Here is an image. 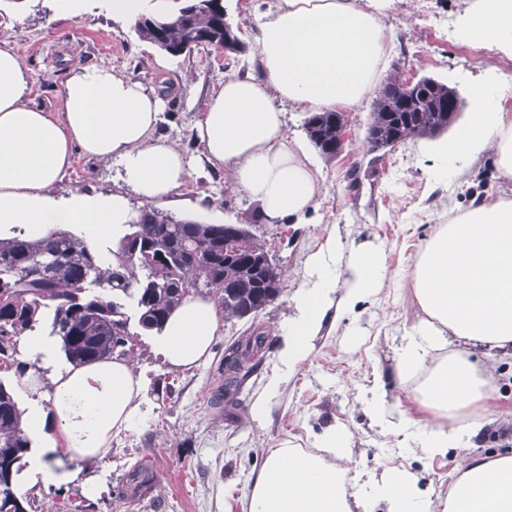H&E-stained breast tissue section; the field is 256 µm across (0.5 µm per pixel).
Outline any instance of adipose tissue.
Masks as SVG:
<instances>
[{
    "mask_svg": "<svg viewBox=\"0 0 512 512\" xmlns=\"http://www.w3.org/2000/svg\"><path fill=\"white\" fill-rule=\"evenodd\" d=\"M395 0H277L254 18L258 72L226 77L194 125L202 158L224 172L234 190L257 203L268 223H299L315 213L326 187L300 141L286 133L282 103L316 112L359 104L374 86L390 33L384 22ZM464 36L477 46L512 48V0H476ZM28 80L18 56L0 46V237L23 230L40 238L58 224L80 227L94 244L119 239L139 217L120 192L52 195L72 165L74 152L119 159L124 183L144 201L181 186L192 164L174 143L155 137L164 109L159 93L113 72L84 68L64 84L58 112L28 105ZM496 87L479 86L470 119L439 151L436 177L457 163L493 149L512 178V121L495 109ZM295 313L279 329L281 356L294 367L330 322L374 294L385 262L374 245L344 248L335 239L312 254ZM412 297L421 317L397 360L400 380L414 383L423 414L391 420L381 401L371 413L386 430L405 435L434 457L472 445L496 397L490 369L470 361L471 350L512 355V199L483 198L467 212L436 225L415 263ZM224 324L210 297L191 296L168 317L152 345L171 366L205 361ZM25 356L53 376L51 384L25 372L28 464L44 487L82 485L85 463L106 454L114 435L141 417V381L129 362L65 359L59 337L36 330L19 337ZM349 438L332 427L312 450L283 442L268 455L247 496L244 512H354L385 504L387 512H512V455L474 458L457 471L447 495H424L414 475L388 471L365 495L348 487Z\"/></svg>",
    "mask_w": 512,
    "mask_h": 512,
    "instance_id": "obj_1",
    "label": "adipose tissue"
}]
</instances>
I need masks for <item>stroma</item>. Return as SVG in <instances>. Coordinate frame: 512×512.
Listing matches in <instances>:
<instances>
[{"instance_id": "1", "label": "stroma", "mask_w": 512, "mask_h": 512, "mask_svg": "<svg viewBox=\"0 0 512 512\" xmlns=\"http://www.w3.org/2000/svg\"><path fill=\"white\" fill-rule=\"evenodd\" d=\"M472 2L396 0L385 18L392 40L382 78L433 77L456 88L466 112H473L475 89L512 76V57L462 38ZM274 3L222 0L227 20L239 27L246 45L238 55L208 47L170 56L140 41L133 21L113 17L109 0H0V39L8 40L30 77L31 106L58 111L68 78L104 61L163 96L156 137L196 158L194 123L225 76L253 73L258 61L253 17ZM372 106L368 97L344 108L345 153L332 161L316 156L327 192L313 223L257 228L282 273L277 301L257 316L225 320L210 357L193 369L168 365L147 335L137 336L140 422L114 436L108 454L86 464L87 477L102 487L100 494L85 495L78 485L38 488L34 495L42 512H243L245 496L273 448L286 439L311 448L315 437L335 425L348 432V466L360 486L406 469L415 474L420 492L444 494L467 455L512 454V357L477 356L493 370L498 397L495 421L471 449L452 448L427 458L406 447L400 435L382 430L367 410L376 396L391 415L412 405L413 384L397 376V349L417 322L410 272L434 225L447 221L450 210H465L473 195L512 198V179L499 175L489 151L465 160L464 179L444 181L431 175L437 139L409 140L371 156L365 136ZM121 174L119 159L79 154L54 192L114 190ZM200 188L210 195L203 210L196 206ZM155 207L209 224H242L255 211L246 196L204 163ZM332 234L348 246H382L386 277L376 295L339 314L335 327L324 329L308 356L288 371L278 329L295 311L309 256ZM256 329L266 333L268 346L255 357L254 367L238 372L236 390L226 393L224 356ZM262 402L268 411L254 419L253 410ZM138 468L151 479L150 499L134 495L127 485L129 472Z\"/></svg>"}]
</instances>
